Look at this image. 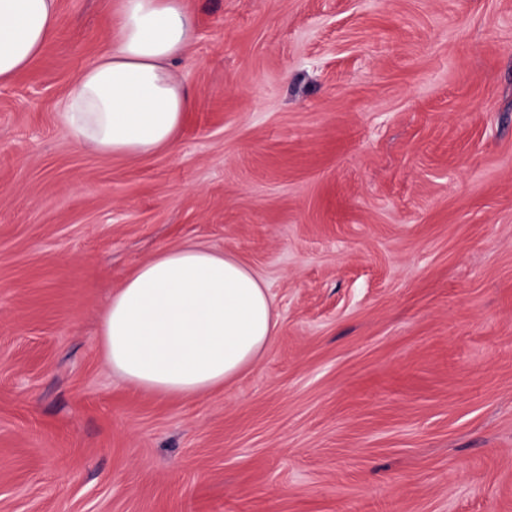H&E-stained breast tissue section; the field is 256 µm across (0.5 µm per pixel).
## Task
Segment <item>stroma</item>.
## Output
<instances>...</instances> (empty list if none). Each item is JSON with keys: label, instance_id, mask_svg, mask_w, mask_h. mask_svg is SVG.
Instances as JSON below:
<instances>
[{"label": "stroma", "instance_id": "1", "mask_svg": "<svg viewBox=\"0 0 512 512\" xmlns=\"http://www.w3.org/2000/svg\"><path fill=\"white\" fill-rule=\"evenodd\" d=\"M0 85V512H512V0H187L177 145L59 117L110 0ZM278 331L223 389L115 376L100 321L185 242Z\"/></svg>", "mask_w": 512, "mask_h": 512}]
</instances>
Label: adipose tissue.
I'll return each instance as SVG.
<instances>
[{
    "instance_id": "ef3b65f1",
    "label": "adipose tissue",
    "mask_w": 512,
    "mask_h": 512,
    "mask_svg": "<svg viewBox=\"0 0 512 512\" xmlns=\"http://www.w3.org/2000/svg\"><path fill=\"white\" fill-rule=\"evenodd\" d=\"M107 49L75 77L60 116L81 148L139 157L174 146L194 94L177 69L196 36L185 0H115ZM58 0H0V83L42 52ZM264 281L233 256L185 243L141 264L109 298L101 347L112 372L165 396L234 381L277 332Z\"/></svg>"
}]
</instances>
